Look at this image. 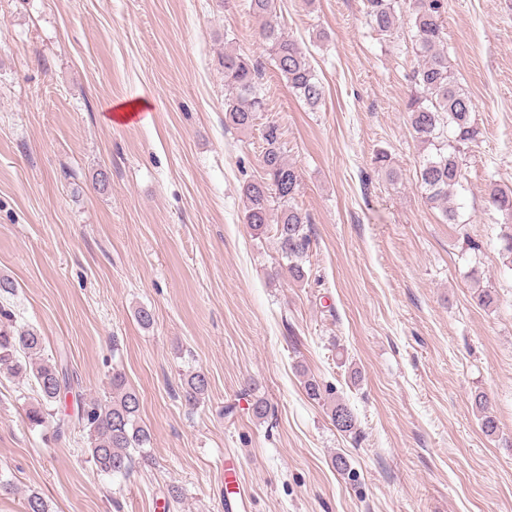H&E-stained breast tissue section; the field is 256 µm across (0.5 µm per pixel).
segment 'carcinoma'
<instances>
[{"instance_id":"1","label":"carcinoma","mask_w":512,"mask_h":512,"mask_svg":"<svg viewBox=\"0 0 512 512\" xmlns=\"http://www.w3.org/2000/svg\"><path fill=\"white\" fill-rule=\"evenodd\" d=\"M278 0H249V10L261 20L259 39L269 46L270 63L286 81L292 92L312 111L325 99V88L307 56V50L292 36L285 34ZM447 0H410V22L414 31L416 54L420 64L413 70L412 94L408 102V121L422 147L418 182L427 202L439 207L444 221L458 223L457 210L448 205L454 189L463 178L460 158L464 148L475 143L481 134L473 118L474 102L453 72L445 50L442 16ZM366 14L372 29L380 36L396 32L399 19L393 0H366ZM224 86V126L240 131L259 127L262 150V175L242 186L246 198L245 223L261 235L273 232L277 252L287 261L288 276L295 282L308 279L311 269L305 262L312 251L311 217L296 204L302 178L297 166L289 162L281 141L280 126L274 120L257 124L266 109L262 94V66L250 62L232 50L221 57ZM375 169L392 183L401 173L387 152L375 155ZM488 204L507 221L508 232L503 241L501 258L512 265V188L492 185L487 190ZM44 338L33 328L18 329L0 325V370L31 380L36 403L27 409L33 426H42L56 416L53 406L73 388L62 351L49 357L44 354ZM209 391L207 376L200 372L187 374L182 383L185 405L195 408ZM475 407L481 414L482 432L494 436L498 421L489 409L486 396L476 395ZM79 422L86 429L88 453L103 472L128 476L135 465V453L144 452L151 443V432L140 424V398L125 384L122 373L112 370L110 392L104 398H91L80 404ZM331 422L345 413L348 422L337 428L345 434L356 431L357 417L341 400L327 403Z\"/></svg>"}]
</instances>
